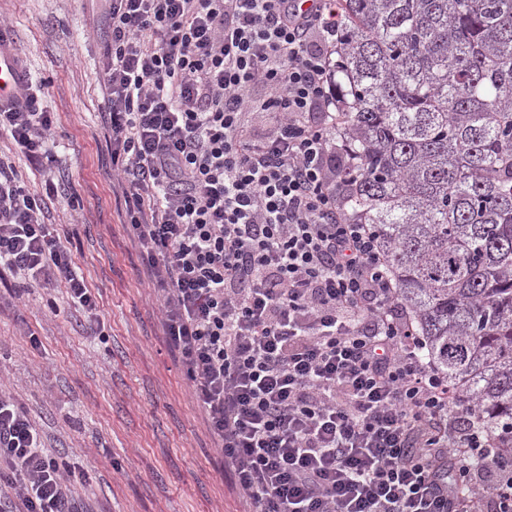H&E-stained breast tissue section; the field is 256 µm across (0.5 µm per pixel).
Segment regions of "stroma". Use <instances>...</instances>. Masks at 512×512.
<instances>
[{"mask_svg":"<svg viewBox=\"0 0 512 512\" xmlns=\"http://www.w3.org/2000/svg\"><path fill=\"white\" fill-rule=\"evenodd\" d=\"M103 0H0L22 63L54 124L44 158L0 134V159L22 183L56 184L47 221L98 305L90 323L65 279L21 288L0 307V391L11 394L48 453L83 472L79 512H242L142 273L112 192L102 59L111 41Z\"/></svg>","mask_w":512,"mask_h":512,"instance_id":"1","label":"stroma"}]
</instances>
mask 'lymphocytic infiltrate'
<instances>
[{
    "mask_svg": "<svg viewBox=\"0 0 512 512\" xmlns=\"http://www.w3.org/2000/svg\"><path fill=\"white\" fill-rule=\"evenodd\" d=\"M112 163L167 342L245 512H512V467L450 412L369 225L331 0H108ZM263 85L266 94L254 98ZM24 84L0 112L25 152L51 126ZM274 114L255 133L247 112ZM83 279L44 202L0 160V270ZM71 471L0 394V512H78Z\"/></svg>",
    "mask_w": 512,
    "mask_h": 512,
    "instance_id": "f902f5d3",
    "label": "lymphocytic infiltrate"
}]
</instances>
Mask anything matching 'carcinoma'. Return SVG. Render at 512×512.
<instances>
[{"label":"carcinoma","mask_w":512,"mask_h":512,"mask_svg":"<svg viewBox=\"0 0 512 512\" xmlns=\"http://www.w3.org/2000/svg\"><path fill=\"white\" fill-rule=\"evenodd\" d=\"M345 207L422 354L512 455V0H341Z\"/></svg>","instance_id":"cac0c4a2"}]
</instances>
